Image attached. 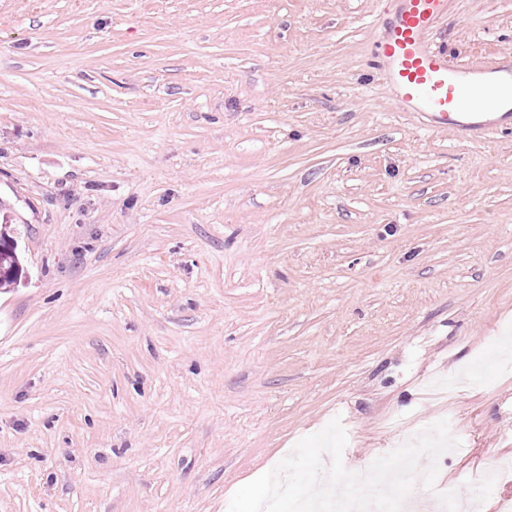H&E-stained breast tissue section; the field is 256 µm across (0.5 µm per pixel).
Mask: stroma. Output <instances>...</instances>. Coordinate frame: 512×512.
<instances>
[{"instance_id": "stroma-1", "label": "stroma", "mask_w": 512, "mask_h": 512, "mask_svg": "<svg viewBox=\"0 0 512 512\" xmlns=\"http://www.w3.org/2000/svg\"><path fill=\"white\" fill-rule=\"evenodd\" d=\"M381 0H0V512H228L340 418L512 499V134L400 111ZM457 64L512 0H452ZM0 268V287H10L21 283L25 272L19 260L16 246L7 253H2L1 251ZM7 268H10V271H6ZM2 269L5 270V272H2ZM11 269H15L16 272L11 271Z\"/></svg>"}]
</instances>
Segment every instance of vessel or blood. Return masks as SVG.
Returning <instances> with one entry per match:
<instances>
[{
	"instance_id": "vessel-or-blood-1",
	"label": "vessel or blood",
	"mask_w": 512,
	"mask_h": 512,
	"mask_svg": "<svg viewBox=\"0 0 512 512\" xmlns=\"http://www.w3.org/2000/svg\"><path fill=\"white\" fill-rule=\"evenodd\" d=\"M388 16L376 37L373 58L386 75L397 104L420 113L435 130L475 137L512 130V60L490 66L451 63L434 46V28L449 0H383Z\"/></svg>"
}]
</instances>
